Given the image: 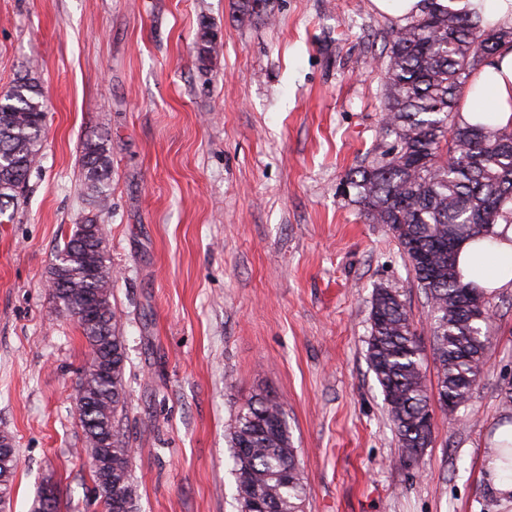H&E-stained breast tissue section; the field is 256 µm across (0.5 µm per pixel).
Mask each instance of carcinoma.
Listing matches in <instances>:
<instances>
[{
    "label": "carcinoma",
    "instance_id": "carcinoma-1",
    "mask_svg": "<svg viewBox=\"0 0 512 512\" xmlns=\"http://www.w3.org/2000/svg\"><path fill=\"white\" fill-rule=\"evenodd\" d=\"M422 10L388 34L383 57L386 86L382 130L393 138L381 158L346 173L356 203L372 224L392 231L429 303L432 356L440 404L454 413L478 381L486 347L482 323L469 316L448 243L493 234L512 221V130L466 123L460 106L473 75L495 54L510 30H487L480 20L421 0ZM42 85L27 72L0 92V205L20 199L40 162L46 124ZM88 208L55 256L49 281L56 310L71 317L90 350L77 385L83 447L92 456L98 435L111 436L112 482L91 468L103 512H137L132 450L119 414L126 408V347L112 307V270L103 222L112 178L110 150L102 138L80 143ZM426 254L422 264L418 252ZM367 341L370 367L382 389L401 457H420L432 440L426 424L430 387L422 346L399 295L375 291ZM239 506L263 501L259 512H302L307 484L292 447L283 406L256 395L236 412L228 433ZM17 467L14 445L0 446V499L10 505ZM32 512H60L53 488L36 495Z\"/></svg>",
    "mask_w": 512,
    "mask_h": 512
}]
</instances>
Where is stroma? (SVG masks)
Listing matches in <instances>:
<instances>
[{
  "instance_id": "35a3bbf8",
  "label": "stroma",
  "mask_w": 512,
  "mask_h": 512,
  "mask_svg": "<svg viewBox=\"0 0 512 512\" xmlns=\"http://www.w3.org/2000/svg\"><path fill=\"white\" fill-rule=\"evenodd\" d=\"M242 2L0 0V91L35 69L48 112L41 166L0 221L9 512L48 485L61 512H101L76 407L90 352L47 286L86 207L79 145L94 135L112 155L104 232L138 512H238L227 434L259 392L286 411L303 512H512L482 473L491 431L512 422V292L488 294L481 379L458 413L431 399L414 466L367 361L372 296L388 288L437 382L427 298L343 185L390 145L394 20L371 0Z\"/></svg>"
}]
</instances>
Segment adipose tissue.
Segmentation results:
<instances>
[{
    "mask_svg": "<svg viewBox=\"0 0 512 512\" xmlns=\"http://www.w3.org/2000/svg\"><path fill=\"white\" fill-rule=\"evenodd\" d=\"M457 12L479 14L491 29L512 28V0H439ZM474 90L465 97L460 115L472 123L474 103H481L491 124L512 129V41L499 46L490 62L472 78ZM491 238L464 241L456 256L462 283L492 293L512 290V224L499 221Z\"/></svg>",
    "mask_w": 512,
    "mask_h": 512,
    "instance_id": "ef3b65f1",
    "label": "adipose tissue"
}]
</instances>
